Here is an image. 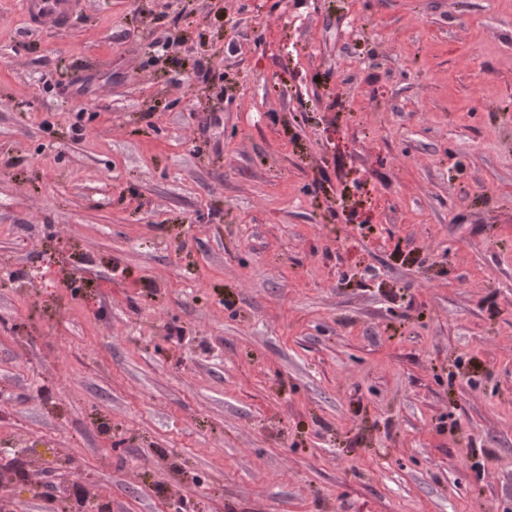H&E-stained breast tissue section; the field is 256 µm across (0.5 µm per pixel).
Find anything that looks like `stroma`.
<instances>
[{"label":"stroma","instance_id":"stroma-1","mask_svg":"<svg viewBox=\"0 0 512 512\" xmlns=\"http://www.w3.org/2000/svg\"><path fill=\"white\" fill-rule=\"evenodd\" d=\"M80 492L512 512V0H0V512ZM29 21L39 29L61 31L86 8L85 0H26Z\"/></svg>","mask_w":512,"mask_h":512}]
</instances>
